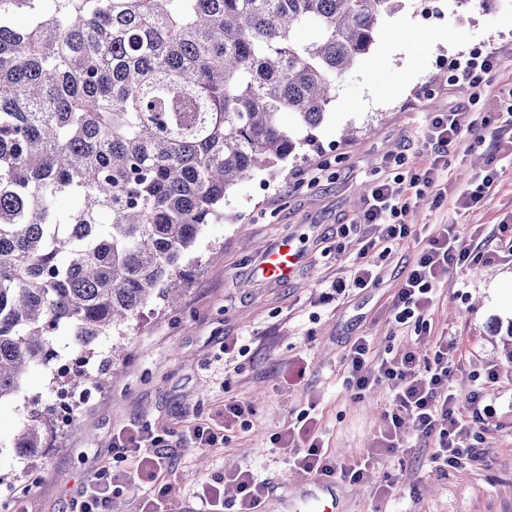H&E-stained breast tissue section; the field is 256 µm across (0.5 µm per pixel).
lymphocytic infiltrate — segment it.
<instances>
[{"mask_svg":"<svg viewBox=\"0 0 512 512\" xmlns=\"http://www.w3.org/2000/svg\"><path fill=\"white\" fill-rule=\"evenodd\" d=\"M500 64V57L494 53L469 54L454 62L448 84L466 89L470 99H479L491 73ZM493 122L512 129V106L479 119L467 112L430 113L423 134L434 148L433 155L393 179L372 183L356 222L379 227V236L367 239L354 262L352 279L336 282L333 286L336 293H343L349 287L369 286L372 281L369 258L377 243L397 245L422 235L420 229L405 221L412 196L434 187L440 171L448 166L451 148L464 136L475 134L479 127ZM425 238L424 247L392 303L391 315L396 327L413 329L419 337L430 339L429 355H419L407 345L381 355L368 340H356L347 353L349 386L355 395H363L371 385L384 381L397 382L399 390L384 415L374 447L366 449L358 460L339 461L331 457L324 451L309 420L299 429L280 435L279 441L288 451L290 462L306 474L361 482L371 460L409 447L414 437L433 441V459L439 466L454 468L477 458V446L484 438L476 427L484 415L491 413L492 407L485 404L483 392L475 390L467 398L469 419L460 417L457 399L449 391L452 369L448 362V339L431 338L427 314L441 276L453 268L477 262L479 255L460 242L451 225H440ZM110 452L115 461L127 463V470L115 477L109 466L97 467L72 500L70 512H110L112 485L117 480L148 486L149 495L140 512H169L175 486L170 479V454L163 438L145 424L130 432L113 434ZM224 479L235 486V497L225 499L219 486H206L201 495L205 512H256L257 505L269 492L266 483L256 481L246 471L225 474Z\"/></svg>","mask_w":512,"mask_h":512,"instance_id":"obj_1","label":"lymphocytic infiltrate"}]
</instances>
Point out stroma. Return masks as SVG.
Listing matches in <instances>:
<instances>
[{"label": "stroma", "mask_w": 512, "mask_h": 512, "mask_svg": "<svg viewBox=\"0 0 512 512\" xmlns=\"http://www.w3.org/2000/svg\"><path fill=\"white\" fill-rule=\"evenodd\" d=\"M435 6L437 17L429 22L418 15V0L384 16L370 53L338 83L314 131L315 146L279 162L276 176L258 171L235 186L224 222L208 225L187 258L177 308L150 303L122 336L99 339L91 367L114 343L123 355L96 396L77 408L81 434L50 429L47 450L30 463L14 453L11 442L28 418V399H50L51 369L32 368L21 396L0 402V475L9 489L29 488L28 512H67L94 469L112 463L113 433L144 422L171 449L173 512H197L203 487L240 469L268 484L271 512H311L299 496L307 475L275 441L298 426L305 411L331 455L352 459L372 446L395 389L383 383L355 397L345 357L360 337L380 353L389 340L415 341L413 330L394 331L389 308L424 242L392 248L374 266L370 287L334 296L331 283L349 276L363 245L362 231L341 240L336 232L356 219L365 188L398 173L397 157L410 165L425 158L429 113L469 105L466 91L433 82L440 58L475 51L502 58L473 112L501 111L512 96V0L461 7L435 0ZM402 27L414 37H396ZM432 31L439 34L435 42L417 40V33ZM348 126L356 134L345 142ZM497 137L496 127L482 128L451 152L440 181L443 205L435 206L428 192L412 197L407 216L430 233L455 225L465 244L486 255L442 278L428 320L432 335L447 337L456 349L449 387L458 400L480 386L496 406L482 424L487 446L479 461L448 470L432 461L427 442L416 453L383 458L363 483L337 482L339 512H512V361L491 331L494 323L512 322V235L502 231L512 223V159L495 151ZM488 167L497 169L496 183L479 204L457 209L456 198ZM285 237L305 263L286 282L253 279L257 246ZM235 344L246 346L247 355L232 352ZM491 372L492 382L486 379ZM232 401L251 411L243 427L228 431L222 448L182 441L187 425L212 423ZM112 465L121 472V464ZM390 478L396 491L385 499L379 488Z\"/></svg>", "instance_id": "1"}]
</instances>
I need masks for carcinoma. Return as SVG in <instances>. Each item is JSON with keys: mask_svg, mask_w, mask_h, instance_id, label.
Returning a JSON list of instances; mask_svg holds the SVG:
<instances>
[{"mask_svg": "<svg viewBox=\"0 0 512 512\" xmlns=\"http://www.w3.org/2000/svg\"><path fill=\"white\" fill-rule=\"evenodd\" d=\"M402 2L0 0V401L56 337L91 358L176 304L233 187L298 156ZM44 426L19 428V458Z\"/></svg>", "mask_w": 512, "mask_h": 512, "instance_id": "carcinoma-1", "label": "carcinoma"}]
</instances>
